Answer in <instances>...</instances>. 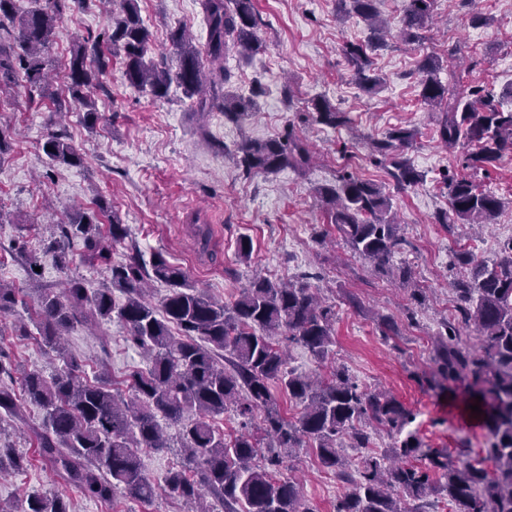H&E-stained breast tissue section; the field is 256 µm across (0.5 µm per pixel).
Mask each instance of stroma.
I'll list each match as a JSON object with an SVG mask.
<instances>
[{"label":"stroma","mask_w":512,"mask_h":512,"mask_svg":"<svg viewBox=\"0 0 512 512\" xmlns=\"http://www.w3.org/2000/svg\"><path fill=\"white\" fill-rule=\"evenodd\" d=\"M120 2L79 0L58 25L46 55L53 79L41 104L30 103L22 86L0 94V123L16 130L9 153L0 161V205L10 214L9 223L0 224V282L19 288L20 299L29 306L42 288L57 287L63 274L44 254L43 237L66 215L94 210L97 198L106 197L144 255L162 252L215 299L232 302L257 274L284 280L311 274L317 284H328L325 296L336 306L332 351L320 364L299 345H287L289 367L325 375L336 367L345 369L359 386L387 390L411 409L415 419L410 428L425 447L448 450L455 460L476 456L486 445V431L450 407L447 393L427 388L421 378L434 367L431 336L443 320L454 317L452 284L463 273L457 253L471 250L478 258L494 259L512 238V153L487 168L466 172L482 189L503 199L492 224L479 234L465 224H438L437 215L448 207L440 174L455 168L459 152L439 141L440 114L420 103L416 69L425 57L444 59L449 49L460 47L456 67H442L440 79L464 74L511 108L512 0H481L490 22L477 28L463 0H436L423 40L406 45L392 38L387 47L373 52V68L383 83L371 96L355 84L342 55L346 42L366 40L364 22L337 16L335 0H254L263 48L248 58L233 50L224 61L231 74L230 91L248 94L256 81L265 88L258 111L243 124L225 122L217 109L191 111L178 86H170L161 99L130 86L115 53L95 98L99 118L90 127L81 113L57 114L55 102L67 94L71 49L88 34L107 29ZM138 7L151 32L149 60L175 65L169 33L179 27L187 28L196 43H205L200 0H138ZM318 96L347 112L349 123L335 130L302 123L301 115ZM290 124L316 154L309 169L244 177L231 150L247 139L275 138ZM61 125L80 150L82 166L55 165L45 156L47 134ZM394 127L415 132L408 150L422 175L415 185L396 186L386 166L369 160L368 140ZM343 168L391 196L407 241L393 262L411 267L410 287L391 282L353 256L330 224L317 189L335 185ZM198 222L212 228L205 254L193 234ZM242 236L253 244L247 262L236 254ZM382 316L394 319L398 335L381 334ZM65 345L82 376L101 374L119 388L149 364L147 354L126 342L115 321L75 327ZM0 352L20 374L49 375L64 366L50 358L39 333L14 335L7 316L0 317ZM41 419L40 410L26 403L19 416H0V448H13L31 460L25 472L0 481V501L11 503L15 512H24L31 493L62 496L72 512H194L192 504L163 493L150 504L120 491L108 503L83 497L37 457L32 430ZM293 474L316 512H334L345 485L306 451Z\"/></svg>","instance_id":"obj_1"}]
</instances>
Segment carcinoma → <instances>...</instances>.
<instances>
[{"mask_svg": "<svg viewBox=\"0 0 512 512\" xmlns=\"http://www.w3.org/2000/svg\"><path fill=\"white\" fill-rule=\"evenodd\" d=\"M77 2L33 0L19 17L16 0H0V92L22 84L30 97L43 96L41 53ZM405 2L395 28L379 20L377 0H336V12L358 17L376 34L394 29L402 41L414 43L432 21L435 0ZM122 4L110 29L89 35L71 50L68 92L84 109L86 124L98 119L94 92L109 61L104 45L122 53L124 76L133 87H148L163 98L175 83L193 100L196 112L218 108L224 120L235 124L249 117L262 87H254L248 97L232 94L223 83L207 79L203 58L220 62L232 46L245 55L261 50L253 0H201L205 45L194 44L182 29L170 32L177 57L173 69L146 60L150 32L136 0ZM373 49L369 42H348L343 48L348 67L367 95L377 93L381 85L371 75ZM441 67L435 56L418 65L421 102L445 112L438 129L440 141L466 149L465 169L495 163L512 152V110L499 109L494 94L482 85L443 83L437 76ZM301 120L336 129L349 118L318 98ZM413 137L412 130L395 127L370 144L373 162L392 167L400 187L419 181L405 154ZM42 149L52 163L83 164L62 129L49 132ZM233 159L250 177L305 168L312 152L290 126L277 138L241 144ZM442 180L448 188V210L438 214L441 224H489L503 207L500 197L465 176L445 172ZM319 194L329 206L330 222L354 254L402 282L408 279V266L391 264L407 241L380 186L345 171ZM97 206L96 211L77 212L56 225L44 249L54 253L60 270L66 272L72 263L71 245L81 243L82 261L106 267L107 282L89 290L81 278L71 276L59 290L43 289L31 322L45 344L62 357L61 339L67 331L89 321L115 319L124 327L126 340L148 354L151 366L130 375L127 399L112 392L105 381H84L74 360L49 378L36 371L24 375V401L43 411L35 451L60 480L91 500L109 501L120 488L135 501L153 502L159 487L144 473L140 449L168 447L160 419L178 422L190 408L196 419L181 432L186 464L168 472L164 489L198 503L196 512H214L208 495L222 504V512H314L306 505L298 480L276 478L299 448L312 449L321 468L351 483L336 512H425L424 499L435 491L446 495L456 512H512V239L504 242L502 256L493 262L468 251L456 254L469 273L453 283L456 315L433 338L436 367L422 377L428 388L439 390L459 379L467 381L468 404H480L482 413L476 418L489 436L482 457L454 464L444 450H423L417 434L409 432L390 452L367 453L354 462L344 453L343 442L356 449L369 447L364 425L374 423L398 435L415 415L384 391L359 388L343 370L327 377L298 374L287 367L280 336L303 346L321 363L334 344L336 309L319 298L309 282L312 275L288 283L257 276L225 304L198 289L161 252L147 261L133 246L123 261L112 262V247L127 239L128 227L114 214L108 230L102 231L99 214L108 206L103 199ZM153 282L170 288L158 307L147 297ZM17 303L16 289L0 283V316ZM469 329L477 335L475 348L462 338ZM13 371L12 363L0 354V413L9 415L20 412L14 392L3 384L4 379H13ZM275 385L301 406L296 419L286 418L274 405ZM230 405L246 421L263 412L261 433L242 431L225 439L215 420ZM418 456L429 465L411 464L410 459ZM27 504L25 512H71L69 502L59 496L32 495Z\"/></svg>", "mask_w": 512, "mask_h": 512, "instance_id": "1", "label": "carcinoma"}]
</instances>
